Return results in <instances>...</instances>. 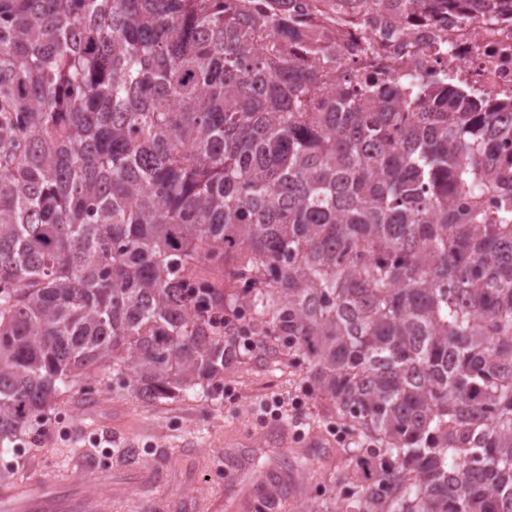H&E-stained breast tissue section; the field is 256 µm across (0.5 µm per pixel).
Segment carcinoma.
I'll return each instance as SVG.
<instances>
[{"mask_svg":"<svg viewBox=\"0 0 512 512\" xmlns=\"http://www.w3.org/2000/svg\"><path fill=\"white\" fill-rule=\"evenodd\" d=\"M336 62L296 0H0L1 443L62 386H209L245 320L349 428L313 512H512V97Z\"/></svg>","mask_w":512,"mask_h":512,"instance_id":"carcinoma-1","label":"carcinoma"}]
</instances>
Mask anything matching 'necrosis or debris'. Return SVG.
Returning <instances> with one entry per match:
<instances>
[{
	"mask_svg": "<svg viewBox=\"0 0 512 512\" xmlns=\"http://www.w3.org/2000/svg\"><path fill=\"white\" fill-rule=\"evenodd\" d=\"M392 25L397 30H413L411 46H402L391 39L381 40L374 53L368 54L363 50L368 36L364 29L341 28L330 33L341 70L368 67L377 54L388 58L398 75L428 68H456L473 88L512 91V22L493 17L484 8L467 18L449 14L447 21L434 28L414 25L406 17L393 18ZM440 42L447 43V54H430V46Z\"/></svg>",
	"mask_w": 512,
	"mask_h": 512,
	"instance_id": "necrosis-or-debris-1",
	"label": "necrosis or debris"
}]
</instances>
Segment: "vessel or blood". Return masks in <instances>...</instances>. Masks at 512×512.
<instances>
[{
    "label": "vessel or blood",
    "mask_w": 512,
    "mask_h": 512,
    "mask_svg": "<svg viewBox=\"0 0 512 512\" xmlns=\"http://www.w3.org/2000/svg\"><path fill=\"white\" fill-rule=\"evenodd\" d=\"M104 507L93 486L62 494L40 474L18 484L0 486V512H103Z\"/></svg>",
    "instance_id": "vessel-or-blood-1"
}]
</instances>
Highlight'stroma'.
Returning <instances> with one entry per match:
<instances>
[{
  "instance_id": "stroma-1",
  "label": "stroma",
  "mask_w": 512,
  "mask_h": 512,
  "mask_svg": "<svg viewBox=\"0 0 512 512\" xmlns=\"http://www.w3.org/2000/svg\"><path fill=\"white\" fill-rule=\"evenodd\" d=\"M254 342L242 338L237 363L204 395L146 403L103 384L88 400L63 388L48 419L20 436L25 455L0 447V485L37 472L65 488L108 471L106 512H244L272 473L292 487L277 512H303L310 493L350 464L336 437V410L311 388L298 358L284 350L262 355ZM278 425L288 429V448L267 439ZM313 433L327 446L305 447ZM286 456L297 470L283 468Z\"/></svg>"
}]
</instances>
